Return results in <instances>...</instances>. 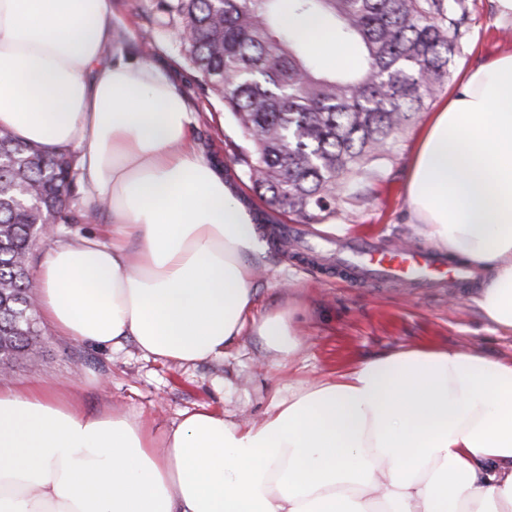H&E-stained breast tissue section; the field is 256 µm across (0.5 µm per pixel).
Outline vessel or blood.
<instances>
[{
    "instance_id": "obj_1",
    "label": "vessel or blood",
    "mask_w": 512,
    "mask_h": 512,
    "mask_svg": "<svg viewBox=\"0 0 512 512\" xmlns=\"http://www.w3.org/2000/svg\"><path fill=\"white\" fill-rule=\"evenodd\" d=\"M444 262L429 249H385L369 239L336 251V271L359 282L439 288Z\"/></svg>"
}]
</instances>
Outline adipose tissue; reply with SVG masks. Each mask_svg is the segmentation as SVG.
Returning a JSON list of instances; mask_svg holds the SVG:
<instances>
[{
  "mask_svg": "<svg viewBox=\"0 0 512 512\" xmlns=\"http://www.w3.org/2000/svg\"><path fill=\"white\" fill-rule=\"evenodd\" d=\"M112 0H0V128L78 152L112 222L35 268L59 334L179 366L245 336L290 357L288 311H256L267 247L196 146L167 67L108 56ZM408 222L480 269L512 332V50L449 84L416 142ZM0 512H512V359L408 347L273 396L257 420L205 407L165 432L87 413L41 383L0 388Z\"/></svg>",
  "mask_w": 512,
  "mask_h": 512,
  "instance_id": "adipose-tissue-1",
  "label": "adipose tissue"
}]
</instances>
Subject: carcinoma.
Here are the masks:
<instances>
[{"label": "carcinoma", "instance_id": "carcinoma-1", "mask_svg": "<svg viewBox=\"0 0 512 512\" xmlns=\"http://www.w3.org/2000/svg\"><path fill=\"white\" fill-rule=\"evenodd\" d=\"M159 23L246 142L230 163L274 210L321 224L380 176L397 134L448 77L467 0H157ZM318 19L357 62L327 68L288 19ZM77 156L0 129V363L36 345L29 254L44 224H71Z\"/></svg>", "mask_w": 512, "mask_h": 512}]
</instances>
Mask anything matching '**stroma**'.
I'll list each match as a JSON object with an SVG mask.
<instances>
[{
  "label": "stroma",
  "instance_id": "stroma-1",
  "mask_svg": "<svg viewBox=\"0 0 512 512\" xmlns=\"http://www.w3.org/2000/svg\"><path fill=\"white\" fill-rule=\"evenodd\" d=\"M155 2L112 0L113 52L137 54L153 45L145 61L164 64L174 75L197 116L195 141L217 165L227 166L240 195L254 213H261L264 204L248 189L241 170L229 163L242 141L239 129L223 102L200 87L197 72L174 50L166 30L148 21L146 13ZM468 7L467 35L448 65L453 75L512 48V28L495 25L492 0H468ZM437 107V101H430L398 136L391 159L380 178L363 187L361 200L339 206L330 223L307 225L311 244L372 236L397 247H427L424 236L407 222L405 178L427 115ZM256 288L259 312L292 305L299 309L305 343L291 358L289 369H282L281 356L266 350L255 337L244 339L229 358L180 367L144 357L131 340L116 349L73 341L42 320L37 352L16 365L5 382L16 388L39 382L77 395L84 409L94 414L112 408L140 411L162 432L178 420L181 410L198 406L262 417L274 389L313 382L403 347H472L494 360L512 358V333L495 329L486 320L469 288L426 292L397 284L355 285L322 274L299 250L275 245L267 250Z\"/></svg>",
  "mask_w": 512,
  "mask_h": 512
}]
</instances>
